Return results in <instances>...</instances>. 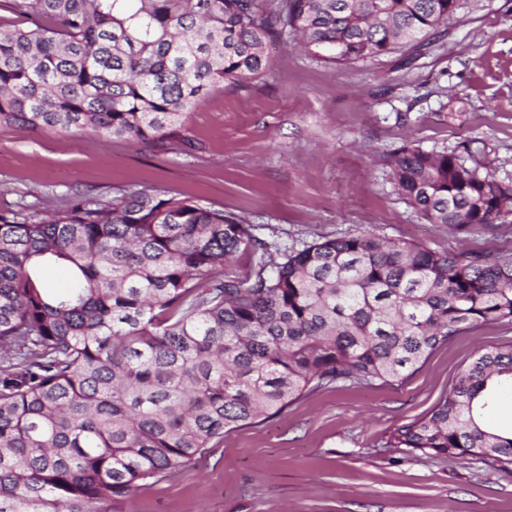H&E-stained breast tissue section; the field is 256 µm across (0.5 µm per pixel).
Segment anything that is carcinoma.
I'll use <instances>...</instances> for the list:
<instances>
[{
  "label": "carcinoma",
  "instance_id": "carcinoma-1",
  "mask_svg": "<svg viewBox=\"0 0 512 512\" xmlns=\"http://www.w3.org/2000/svg\"><path fill=\"white\" fill-rule=\"evenodd\" d=\"M0 19V125L193 147L187 114L268 65L292 30L355 63L417 49L461 0H13ZM402 199L458 231L512 223V185L456 152L387 159ZM232 213L117 189L48 217L0 212V512H123L224 432L338 380L392 382L462 330L512 322V250L440 253L374 234L324 238L237 276L265 249ZM62 263L67 291L41 286ZM512 344L480 351L392 459L512 464L486 425Z\"/></svg>",
  "mask_w": 512,
  "mask_h": 512
}]
</instances>
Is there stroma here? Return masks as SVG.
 <instances>
[{"mask_svg": "<svg viewBox=\"0 0 512 512\" xmlns=\"http://www.w3.org/2000/svg\"><path fill=\"white\" fill-rule=\"evenodd\" d=\"M258 78L215 89L188 114L194 149L157 152L101 134L0 126V211L39 214L77 193H168L245 217L275 249L368 232L437 252L512 247V224L458 231L408 206L385 158L459 151L512 185V0H465L444 36L339 64L296 33ZM512 344L479 324L405 379L339 381L280 415L225 433L203 458L129 498L124 512H512V465L478 457L391 460L380 441L427 414L477 352Z\"/></svg>", "mask_w": 512, "mask_h": 512, "instance_id": "1", "label": "stroma"}]
</instances>
